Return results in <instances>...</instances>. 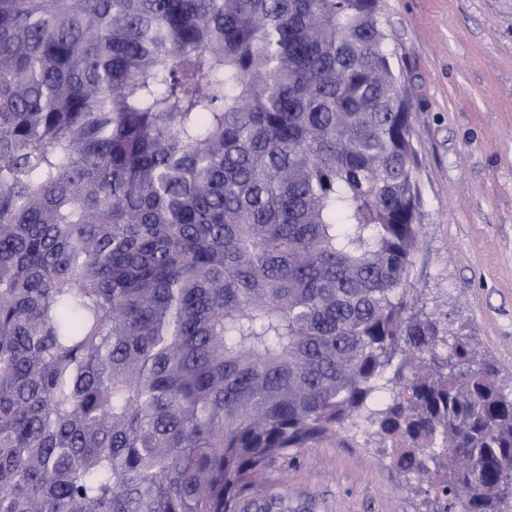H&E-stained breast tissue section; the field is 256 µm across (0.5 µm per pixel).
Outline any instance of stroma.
<instances>
[{
  "label": "stroma",
  "mask_w": 512,
  "mask_h": 512,
  "mask_svg": "<svg viewBox=\"0 0 512 512\" xmlns=\"http://www.w3.org/2000/svg\"><path fill=\"white\" fill-rule=\"evenodd\" d=\"M413 113L422 233L411 283L512 390V0H380ZM367 421L273 476L287 512H433Z\"/></svg>",
  "instance_id": "1"
}]
</instances>
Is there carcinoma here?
Wrapping results in <instances>:
<instances>
[{"mask_svg":"<svg viewBox=\"0 0 512 512\" xmlns=\"http://www.w3.org/2000/svg\"><path fill=\"white\" fill-rule=\"evenodd\" d=\"M391 58L378 0H0V512H271L365 414L437 512H503Z\"/></svg>","mask_w":512,"mask_h":512,"instance_id":"cac0c4a2","label":"carcinoma"}]
</instances>
